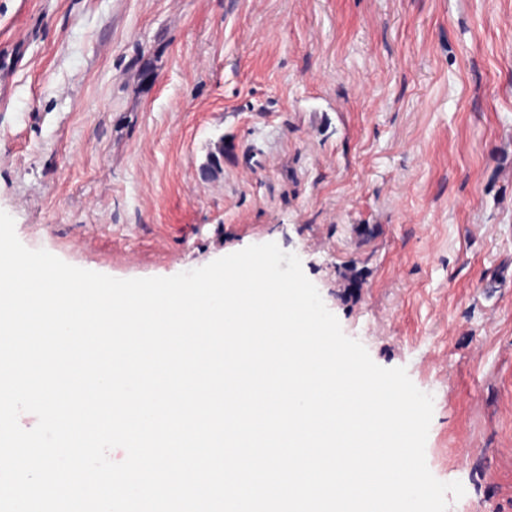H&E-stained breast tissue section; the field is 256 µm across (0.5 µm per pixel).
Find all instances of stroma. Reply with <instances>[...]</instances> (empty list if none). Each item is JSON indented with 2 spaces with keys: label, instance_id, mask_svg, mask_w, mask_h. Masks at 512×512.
I'll use <instances>...</instances> for the list:
<instances>
[{
  "label": "stroma",
  "instance_id": "obj_1",
  "mask_svg": "<svg viewBox=\"0 0 512 512\" xmlns=\"http://www.w3.org/2000/svg\"><path fill=\"white\" fill-rule=\"evenodd\" d=\"M0 210L119 279L296 254L512 512V0H0Z\"/></svg>",
  "mask_w": 512,
  "mask_h": 512
}]
</instances>
